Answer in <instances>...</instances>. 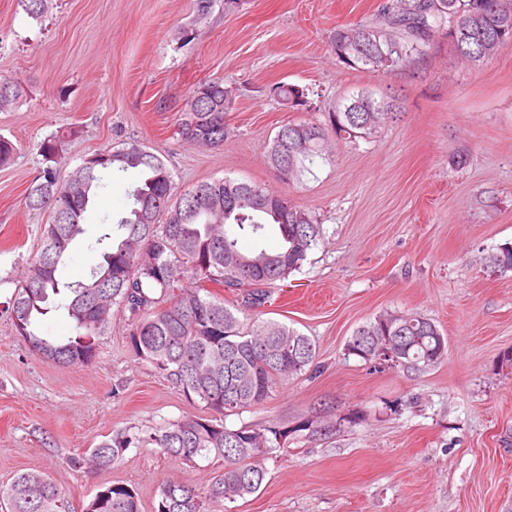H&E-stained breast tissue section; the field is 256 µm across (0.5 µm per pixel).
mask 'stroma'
Masks as SVG:
<instances>
[{
	"label": "stroma",
	"mask_w": 512,
	"mask_h": 512,
	"mask_svg": "<svg viewBox=\"0 0 512 512\" xmlns=\"http://www.w3.org/2000/svg\"><path fill=\"white\" fill-rule=\"evenodd\" d=\"M381 0H53L42 22L0 0V80L26 83L0 108V136L16 146L0 167V305L39 252L44 211L24 194L42 168L36 145L65 134L60 177L95 152L136 141L159 151L178 190L230 177L285 192L324 236L300 271L278 283L283 301L256 318L310 337L314 371L278 385L263 404L226 417L228 428L331 420L336 431L288 437L263 458L261 488L230 512H512V272L488 258L512 243V45L479 66L448 38L398 74L345 67L329 35L373 18ZM221 78L241 95L220 150L182 143L176 105ZM285 82L308 91L291 112L266 93ZM398 97L400 113L367 138L336 140L290 183L267 162L282 125L329 126L359 92ZM135 171L99 189L85 234L59 265L87 279L96 239L130 205ZM386 311L431 318L448 338L430 370L374 369L344 354L353 332ZM129 313L114 308L91 364L62 367L33 355L0 308V486L20 473L50 475L73 505L101 486L134 488L153 512L163 484L205 485L215 464L189 466L156 448L128 449L112 468L79 460L113 431L148 430L199 402L136 361Z\"/></svg>",
	"instance_id": "obj_1"
}]
</instances>
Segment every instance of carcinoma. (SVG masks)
Returning a JSON list of instances; mask_svg holds the SVG:
<instances>
[{
	"label": "carcinoma",
	"mask_w": 512,
	"mask_h": 512,
	"mask_svg": "<svg viewBox=\"0 0 512 512\" xmlns=\"http://www.w3.org/2000/svg\"><path fill=\"white\" fill-rule=\"evenodd\" d=\"M51 0H17L28 17L41 20ZM447 37L457 55L472 65L494 58L512 42V0H385L375 19L337 27L330 43L336 59L355 69L397 73L416 65L436 37ZM290 112L307 106V93L278 82L269 87ZM25 96L19 81L0 80V107ZM238 94L222 78L198 84L179 108L176 133L189 145H224V118ZM398 101L368 93L352 97L332 118L336 136L370 135L397 116ZM64 136H48L36 148L43 160L40 176L25 193V205L48 211L38 255L25 268L5 306L15 332L33 354L62 366L88 365L99 336L112 321V308L130 314L129 345L137 359L150 364L211 416H185L151 431L117 430L92 450L91 467L109 468L130 448H158L185 464L197 459L223 461L207 484L167 481L154 512H214L257 492L267 470L260 458L277 450L290 432H330L334 426L306 420L286 426L231 429L224 417L260 405L277 384L308 370L315 361L312 340L278 322L256 320L245 326L239 314L269 301L271 288L299 270L322 238V227L309 212L259 184L221 178L181 193L161 154L137 142L95 153L65 181L57 175ZM326 128L309 123L283 125L267 158L283 181L295 179L305 162L330 153ZM137 170L142 181L130 193L129 216L97 240L101 260L84 281L60 284L56 272L83 233L82 221L95 191L114 171ZM277 227L276 250L244 249L243 237L259 238L265 226ZM500 272L512 271V246L490 257ZM216 285L236 294L226 302L209 291ZM64 311L75 335L46 336L41 320ZM389 344L394 357L379 369L423 370L441 363L448 341L439 327L420 315L385 312L357 328L345 355L373 363L372 351ZM0 498L9 512H74L48 475L22 473ZM80 512H140L136 491L125 485L103 486Z\"/></svg>",
	"instance_id": "carcinoma-1"
}]
</instances>
